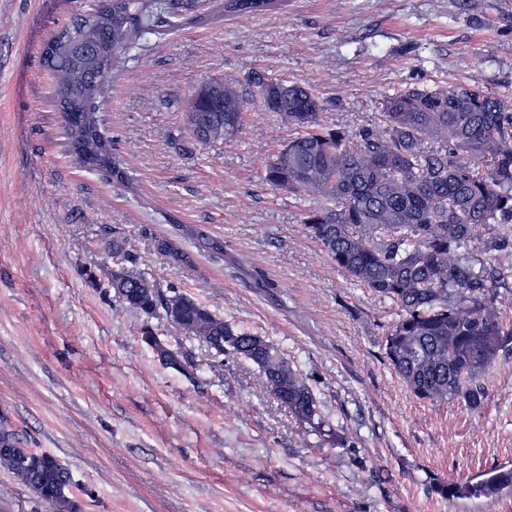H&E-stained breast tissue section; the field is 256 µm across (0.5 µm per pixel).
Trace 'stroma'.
Returning a JSON list of instances; mask_svg holds the SVG:
<instances>
[{
    "instance_id": "obj_1",
    "label": "stroma",
    "mask_w": 512,
    "mask_h": 512,
    "mask_svg": "<svg viewBox=\"0 0 512 512\" xmlns=\"http://www.w3.org/2000/svg\"><path fill=\"white\" fill-rule=\"evenodd\" d=\"M79 0H0V413L25 447L67 464L85 512H512V492L452 503L426 481L512 466V355L481 410L415 398L383 340L397 309L336 268L302 223L321 198L272 189L264 165L296 131L257 82L310 88L350 133L380 101L451 82L512 100V0H285L149 37L112 74L98 112L111 178L67 154L41 52ZM209 78L246 95L233 146L179 150L186 99ZM505 224L466 253L500 271ZM122 241L161 289L265 337L310 379L328 432L298 425L258 368L214 355L165 319L121 309L107 255ZM218 248H208V240ZM173 241L187 255L158 252ZM151 324L194 366L140 345Z\"/></svg>"
}]
</instances>
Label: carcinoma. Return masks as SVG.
Instances as JSON below:
<instances>
[{"label":"carcinoma","instance_id":"obj_1","mask_svg":"<svg viewBox=\"0 0 512 512\" xmlns=\"http://www.w3.org/2000/svg\"><path fill=\"white\" fill-rule=\"evenodd\" d=\"M280 6L278 0H112V6L80 13L43 51L58 82L59 117L77 163L114 174L112 138L102 130L96 102L99 82L147 34L163 11L177 25L203 23L216 13L250 15ZM266 109L288 92L295 126L265 168L272 187L320 197L329 206L305 213L311 236L351 279L391 301L398 319L384 341L386 362L416 398L457 402L475 411L487 396L486 380L500 357L512 353V324L498 303L495 275L474 270L464 250L486 224L512 223V103L464 84L435 89L407 87L381 102L380 125L356 135L326 124L320 99L305 86L280 79L259 82ZM245 100L226 84L216 97H200L186 113L190 143L228 144L241 127ZM110 287L126 309L146 318L180 316L177 330L205 341L218 356L255 362L275 399L288 413L319 431L324 424L311 386L271 342L237 329L205 304L175 288L161 291L143 273L125 267ZM0 469L25 485L49 512H83L82 497L61 489L72 484L57 457L24 448L0 414ZM512 487V469L476 478L431 476V495L454 502L490 498Z\"/></svg>","mask_w":512,"mask_h":512}]
</instances>
